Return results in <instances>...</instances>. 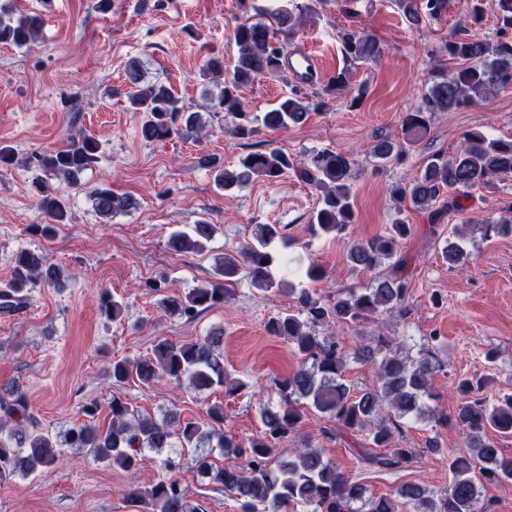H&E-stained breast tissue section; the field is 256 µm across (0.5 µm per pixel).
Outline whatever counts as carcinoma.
I'll list each match as a JSON object with an SVG mask.
<instances>
[{
    "label": "carcinoma",
    "mask_w": 512,
    "mask_h": 512,
    "mask_svg": "<svg viewBox=\"0 0 512 512\" xmlns=\"http://www.w3.org/2000/svg\"><path fill=\"white\" fill-rule=\"evenodd\" d=\"M398 4L406 20L418 25L424 16L441 17L448 0H398ZM495 6L501 20L496 39L488 41L474 33L452 36L442 51L450 59L461 61V65L439 76L422 103L403 117L408 144L380 137L372 147L375 158L403 161L408 154L407 145L417 142L425 133L433 114L484 101L512 82V0H495ZM310 10L308 4L289 0L287 6L266 21L239 23L234 32L238 58L230 72L224 69L221 56L211 55L204 60L203 75L223 80V87L209 95L205 109L231 115L232 133L236 137L251 139L261 126L276 130L290 124L300 125L311 111L328 106L324 100L313 103L292 92L261 117L252 118L238 95L258 77L282 72L284 47L279 36L293 34L301 25L302 13ZM42 25L43 20L37 15L0 6L1 44L27 46ZM341 52L345 61L353 64L376 59L382 49L372 35L351 29L341 32ZM350 74L349 67L341 68L325 89L326 95L348 87ZM125 81L124 97L129 108L141 115L142 141L188 139L203 128L202 113L190 110L170 85L146 81L143 62L129 61ZM100 149L99 140L81 130L68 136L64 146L39 159L44 176L36 179L33 187L38 206L49 219L62 221L64 190L81 185L84 172L98 160ZM198 166L211 170L215 185L226 192L256 177L274 181L298 169L302 178L321 192L319 206L309 224L313 234L342 235L354 222L350 183L354 161L343 153L319 149L297 162L280 149L258 150L239 157L236 167L231 169L208 156L200 157ZM509 177L512 140L490 139L480 131H472L464 135L453 156H430L419 174L408 185L395 187L392 195L400 201L410 199L415 208L426 213L428 231L434 235L442 217L462 210V200ZM51 179L58 181L57 186L50 185ZM445 196L448 202L436 206ZM89 197L95 213L103 220L135 206L131 196L119 194L108 185L91 188ZM485 226L500 235L512 234V216L489 217ZM214 231V225L200 221L188 232L171 233L168 246L175 252L202 251ZM411 233V226L401 221L384 235L350 246L348 259L352 267L370 271L382 264L387 266L366 288H353L333 298L320 296L315 288L290 289L295 311L269 319L266 330L288 342L302 362L289 375L273 379L277 403L261 408L262 437L245 443L224 433V409L220 406L209 408L205 421L184 419L172 408L156 419L114 396L108 403L111 421L107 428L82 425L69 429L60 439L40 431L28 413V401L20 389L5 388L0 391V485L51 469L62 457L63 447L88 448L95 461L134 474L147 451L207 446L242 460L239 466L217 467L211 460V451L193 458L197 475L222 485L238 504L239 512H482L481 501L488 498L490 491L512 481V460L503 456L496 440L485 437L487 430L501 437L512 436V394L504 393L496 402L487 404L480 393L491 381L488 376L460 378L455 382L458 401L453 419L455 425L466 431L471 456L451 459V478L443 489L433 491L422 484L406 482L389 495L376 497L364 484L340 470L336 461L327 458L325 449L308 442L291 449L286 457L272 458L277 444L297 434L303 417L301 408L307 404L330 419L331 425L321 429L324 440L338 441L342 432L360 437L361 447L351 449V453L365 470L396 472L413 467L426 455L444 452L437 432L426 437L420 448L406 447L404 434L409 418L437 426L448 423V416L429 404L433 398L432 378L441 370L431 350L421 349L412 355L395 337H374L355 352V358L377 365L376 383L359 389L344 379L348 354L340 341L321 335V329L332 322H366L408 299L411 281L402 245ZM285 238L278 224L256 225L253 240L233 254H224L217 280L184 294L165 296L161 301L163 311L172 317L192 320L223 304L229 294L228 285L241 279L265 292L282 286V282L275 280L274 270L282 268L288 274L292 270L288 267V256L271 250V245ZM442 254L450 265L469 259V253L451 239ZM61 279L62 270L48 264L41 252L18 251L11 291L0 293V310H12L23 300V292L38 282L59 286ZM100 311L115 319L121 314L122 305L105 291ZM223 343L222 331L181 345L160 340L146 357L112 360L109 374L118 383L132 377L142 383L157 378L176 382L187 378L198 391L223 386L227 395L232 396L245 384L230 383L224 373ZM162 466L167 476L154 484L144 488L130 485L126 498L131 505L146 504L150 506L149 512H204L202 505L187 500L173 474L174 461L166 459Z\"/></svg>",
    "instance_id": "obj_1"
}]
</instances>
